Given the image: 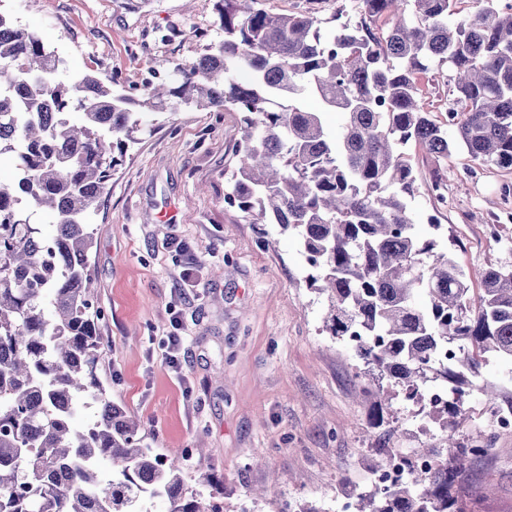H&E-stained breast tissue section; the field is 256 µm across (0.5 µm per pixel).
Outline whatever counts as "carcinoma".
I'll list each match as a JSON object with an SVG mask.
<instances>
[{"label": "carcinoma", "instance_id": "obj_1", "mask_svg": "<svg viewBox=\"0 0 512 512\" xmlns=\"http://www.w3.org/2000/svg\"><path fill=\"white\" fill-rule=\"evenodd\" d=\"M457 20L458 0H356L357 18L323 25L306 12L273 14L259 0H219L224 40L179 67L173 83L139 95L89 75L63 78L59 57L0 13V512H223L214 486L185 483L183 456L142 445L139 424L109 399L101 358L87 222L137 140L139 114L173 100L242 113L229 199L298 237L326 296L325 330L346 341L378 389L429 404L446 448L428 471L359 494L358 512H466L470 458L489 455L477 436L453 434L472 398L512 411V391L478 383L490 357L512 362V267L489 269L473 294L452 256L423 238L404 148L512 169V6L497 0ZM250 79L242 82L238 73ZM453 84L448 117L425 109L417 77ZM344 116L338 135L305 95ZM54 232L30 221L22 200ZM94 408L78 428L75 415Z\"/></svg>", "mask_w": 512, "mask_h": 512}]
</instances>
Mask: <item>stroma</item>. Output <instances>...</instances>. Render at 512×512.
I'll return each instance as SVG.
<instances>
[{
  "label": "stroma",
  "mask_w": 512,
  "mask_h": 512,
  "mask_svg": "<svg viewBox=\"0 0 512 512\" xmlns=\"http://www.w3.org/2000/svg\"><path fill=\"white\" fill-rule=\"evenodd\" d=\"M217 3L0 0V11L57 52L67 75L92 73L128 91L172 78L176 65L222 39ZM170 26L180 36L160 41ZM240 119L180 102L144 116L145 135L129 145L93 215L100 379L139 420L146 446L184 451L190 486L199 480L191 460L205 446L224 512H336L340 495L371 487L379 461L366 435L373 399L362 391V362L322 329L326 302L306 286L297 238L225 202ZM405 154L417 177L409 206L418 227L454 254L471 288H481L488 269L512 265V170L474 165L461 152L443 160L415 143ZM440 168L448 171L442 203L428 192ZM498 215L493 238L488 226ZM178 242L196 261L188 282ZM173 334L182 338L177 370L165 360ZM468 415L456 439L483 436L495 453L466 465L469 483L493 485L466 512H512V435L494 432L480 399ZM389 419L395 431L386 440L404 452L442 439L401 393L391 396ZM274 477L280 496H252Z\"/></svg>",
  "instance_id": "1"
}]
</instances>
